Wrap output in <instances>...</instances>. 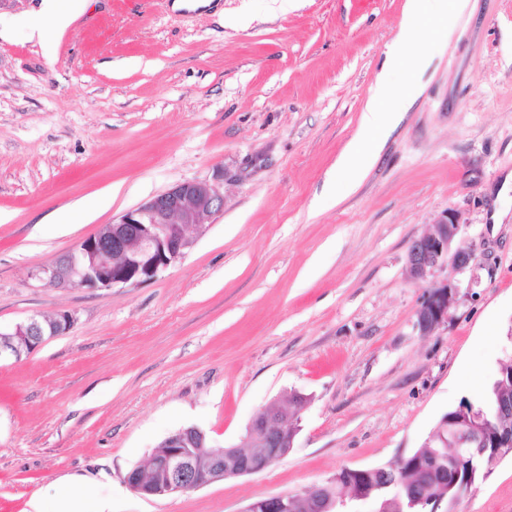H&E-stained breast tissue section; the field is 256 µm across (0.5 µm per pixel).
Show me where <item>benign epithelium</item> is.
Returning a JSON list of instances; mask_svg holds the SVG:
<instances>
[{"instance_id":"benign-epithelium-1","label":"benign epithelium","mask_w":512,"mask_h":512,"mask_svg":"<svg viewBox=\"0 0 512 512\" xmlns=\"http://www.w3.org/2000/svg\"><path fill=\"white\" fill-rule=\"evenodd\" d=\"M224 210V194L205 181H184L171 186L140 206L130 209L103 226L79 246L35 272L58 288H106L149 281L157 272L177 261L190 247L180 230L189 226L203 230L211 218ZM464 225L462 213L448 210L435 230L414 239L407 252V272L417 282L436 267L446 264L455 273L473 268L474 250H450ZM458 299V285L448 280L430 293L417 311L416 324L424 335L448 320ZM74 316L61 312L39 320L31 318L13 328L0 330V361L19 360L32 354L46 340L68 332ZM455 423L465 431L468 452L481 457L492 449L498 462L512 454V424L489 433L483 419L459 409ZM300 427L288 428V412H259L246 428L238 446L224 447L205 457L196 442L197 427L181 429L166 439L167 449L152 454L149 465L155 481L146 485L138 470L129 472L127 484L143 496L187 492L231 477L254 474L288 455ZM374 500L360 489H350L333 498L324 487L257 500L243 512H361L360 506Z\"/></svg>"}]
</instances>
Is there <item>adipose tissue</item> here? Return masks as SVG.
<instances>
[{"mask_svg":"<svg viewBox=\"0 0 512 512\" xmlns=\"http://www.w3.org/2000/svg\"><path fill=\"white\" fill-rule=\"evenodd\" d=\"M469 0H407L404 20L396 36V47L390 50L384 61L374 95L369 99L362 115L358 135L343 149L335 168L350 178H358L377 158L388 133L396 127L400 115L392 102L396 95L414 99L418 88L414 82H406L403 89H395L391 78L403 72L413 74L418 67L416 56L407 54V46L421 38L439 35L448 38L456 20ZM28 512H112L111 497L101 495L96 483L70 481L54 503H46L35 497L28 503Z\"/></svg>","mask_w":512,"mask_h":512,"instance_id":"ef3b65f1","label":"adipose tissue"}]
</instances>
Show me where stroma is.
I'll return each instance as SVG.
<instances>
[{
	"label": "stroma",
	"instance_id": "obj_1",
	"mask_svg": "<svg viewBox=\"0 0 512 512\" xmlns=\"http://www.w3.org/2000/svg\"><path fill=\"white\" fill-rule=\"evenodd\" d=\"M171 4L88 0L53 32L41 0H0V327L75 318L27 358L0 361V512L53 501L67 476L97 480L112 512H242L409 454L512 357V0H470L451 38L426 50L419 96L396 100L402 118L378 159L359 183L338 175L329 204L322 186L406 0ZM195 180L224 209L153 279H36ZM451 208L475 270L424 335L416 312L450 272L411 281L406 254ZM56 211L68 230L42 223ZM294 391L308 397L295 444L263 471L165 496L127 486L170 434L193 426L238 443ZM453 510L512 512V457Z\"/></svg>",
	"mask_w": 512,
	"mask_h": 512
}]
</instances>
